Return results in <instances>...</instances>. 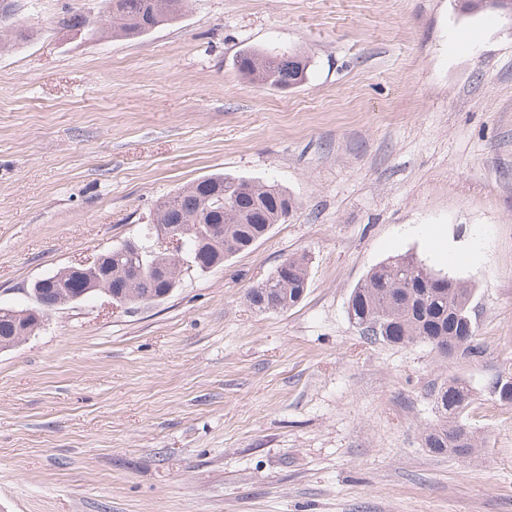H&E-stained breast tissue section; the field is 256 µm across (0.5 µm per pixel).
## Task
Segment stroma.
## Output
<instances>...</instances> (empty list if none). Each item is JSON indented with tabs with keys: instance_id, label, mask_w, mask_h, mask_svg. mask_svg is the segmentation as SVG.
Here are the masks:
<instances>
[{
	"instance_id": "35a3bbf8",
	"label": "stroma",
	"mask_w": 512,
	"mask_h": 512,
	"mask_svg": "<svg viewBox=\"0 0 512 512\" xmlns=\"http://www.w3.org/2000/svg\"><path fill=\"white\" fill-rule=\"evenodd\" d=\"M0 49V305L138 236L211 174L297 207L162 301L59 307L0 350V512H512V14L462 0H190L89 38L100 0H12ZM308 60L286 90L240 51ZM448 243L457 262L432 245ZM413 253L474 290L476 358L364 338L348 298ZM280 312L251 288L292 254ZM467 382L475 455L435 454V389ZM288 266L287 269L283 268ZM278 265L271 276L249 293L251 305L261 312L287 310L298 302V296L306 292L309 268L305 255H291ZM261 288V289H259ZM263 288H269L263 291Z\"/></svg>"
}]
</instances>
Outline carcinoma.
<instances>
[{"label":"carcinoma","instance_id":"cac0c4a2","mask_svg":"<svg viewBox=\"0 0 512 512\" xmlns=\"http://www.w3.org/2000/svg\"><path fill=\"white\" fill-rule=\"evenodd\" d=\"M188 0H102L99 17L89 22L81 15L70 18L75 25L86 26L91 37L106 34L114 38L140 37L153 28L178 20ZM307 60L298 55L249 49L238 57L237 70L249 80L271 88H285L299 81ZM295 209V200L275 184H256L224 174L196 181L160 201L154 210V224H208L219 232L213 250L230 259L251 248L250 241L264 238L275 224L284 222L285 209ZM123 245L112 248V263L101 267L98 275L86 278L59 270L43 279L45 287L26 308L0 305V343L18 339L15 313L36 310L48 315L60 299L85 301L98 295L90 283L100 276L111 280L112 290L120 293L131 277L138 279L130 304H146L157 295L163 283L151 269L158 265L170 270L180 281L184 264L165 254L152 252L143 267H134L119 257ZM309 268L304 255H291L288 268L277 266L271 276L249 293L251 305L261 312L287 310L297 304L307 290ZM473 289L447 274L428 270L416 256L405 254L387 259L372 268L364 281L354 288L348 302V315L361 334L388 345L423 342L448 356L452 350L476 357V329H468L472 320ZM436 397L437 422L426 430V447L436 453L453 452L457 456L474 454L473 432L462 423V413L472 400V388L457 378L444 380Z\"/></svg>","mask_w":512,"mask_h":512}]
</instances>
